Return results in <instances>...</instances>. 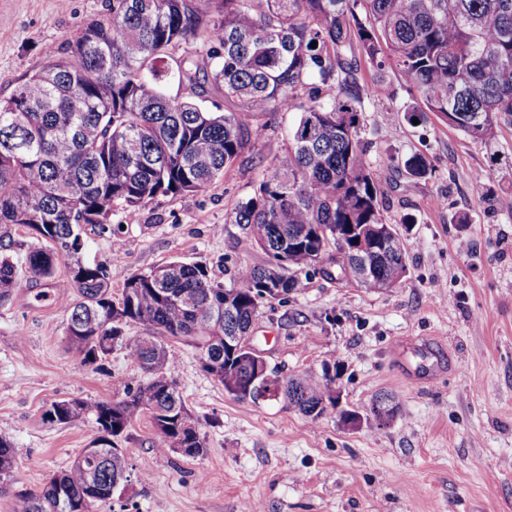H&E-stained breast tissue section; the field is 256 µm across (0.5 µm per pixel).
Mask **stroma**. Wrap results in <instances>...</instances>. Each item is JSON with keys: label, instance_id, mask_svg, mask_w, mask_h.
I'll return each instance as SVG.
<instances>
[{"label": "stroma", "instance_id": "stroma-1", "mask_svg": "<svg viewBox=\"0 0 512 512\" xmlns=\"http://www.w3.org/2000/svg\"><path fill=\"white\" fill-rule=\"evenodd\" d=\"M111 0H0V98L10 96L49 53H63ZM367 157L380 178L387 222H414L403 238L407 273L369 291L338 276L327 252L305 288L263 307L250 345L284 376L318 375L335 362L342 408L311 420L283 399L241 400L206 373L197 351L177 340L168 373L206 438L202 456L162 452L149 415L120 445L129 478L94 512H512V124L476 141L436 117L409 122L410 102L394 69L391 96L373 94L375 71L356 72ZM265 127L207 191L160 197L135 220L113 208L114 235H88L85 260L134 273L173 260L200 263L231 283L259 265L227 218L290 142L288 113L246 116ZM425 156L429 175L406 174ZM467 223H459V216ZM76 300L66 262L48 280L26 281L0 302V438L19 448L0 476V512H24L49 475L97 436L92 418L50 421L52 402L112 401L141 380L126 350L102 367L82 364L64 328ZM401 405L387 425L370 412L376 395Z\"/></svg>", "mask_w": 512, "mask_h": 512}]
</instances>
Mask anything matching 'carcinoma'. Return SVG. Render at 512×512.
Returning a JSON list of instances; mask_svg holds the SVG:
<instances>
[{
	"label": "carcinoma",
	"mask_w": 512,
	"mask_h": 512,
	"mask_svg": "<svg viewBox=\"0 0 512 512\" xmlns=\"http://www.w3.org/2000/svg\"><path fill=\"white\" fill-rule=\"evenodd\" d=\"M205 16L196 0H112L108 16L86 25L0 99V300L23 279H47L68 262L78 299L65 336L96 363L117 348L146 373L112 402L73 398L55 402L56 422L93 418L99 436L28 498L25 512H91L127 480L118 447L131 422L150 416L159 449L180 442L185 455L204 453L198 417L169 380L173 353L164 339L192 346L217 363L204 370L239 399L265 376L278 395L316 420L336 405L334 381L256 374L250 353L230 345L245 336L261 306L303 287L302 275L331 246L347 250L340 274L367 268L361 282L380 290L400 281L407 264L387 240L358 241L353 226L382 224L381 192L362 133L356 56L378 70H398L414 101L407 119L431 113L475 139L489 140L512 123V0H212ZM316 47H311V42ZM183 47L175 58L172 51ZM192 98L167 95L171 72ZM217 90L229 108L200 105ZM308 95L309 104L296 100ZM270 111L300 109L291 145L238 205L230 223L261 265L238 268L226 286L205 266L173 260L122 273L82 259L87 230L112 232V208L133 216L159 196L205 191L224 178L264 128L243 119L257 104ZM406 173L424 178L426 158L405 160ZM39 245L24 263L7 254L18 228ZM122 279L120 298L112 280ZM153 335L127 341L133 325ZM16 459L0 439V476Z\"/></svg>",
	"instance_id": "obj_1"
}]
</instances>
